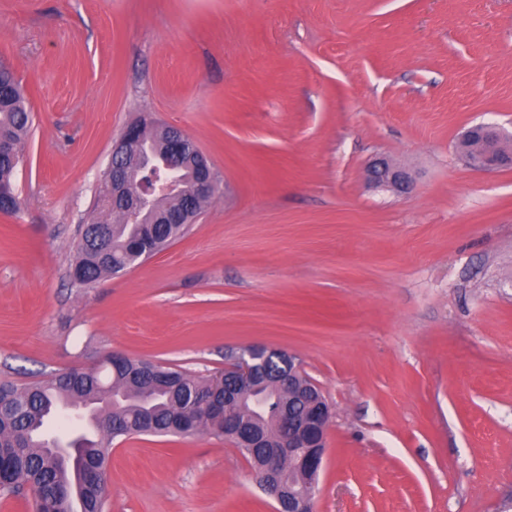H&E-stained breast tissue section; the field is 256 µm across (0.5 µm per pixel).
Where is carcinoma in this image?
<instances>
[{"label":"carcinoma","instance_id":"1","mask_svg":"<svg viewBox=\"0 0 512 512\" xmlns=\"http://www.w3.org/2000/svg\"><path fill=\"white\" fill-rule=\"evenodd\" d=\"M33 120L23 91L12 71L0 65V136L14 146V156L0 157V211L14 212L18 197L13 176L21 161L22 146L29 138ZM143 139L154 156L168 153L173 144L158 125L143 124ZM186 181L182 189L170 193L157 204L174 224H128L110 204H103L109 194L108 184L98 189L96 208L117 219L105 222L107 237L96 240L98 225H85L76 244L73 275L77 283L89 286L122 269L128 258L144 260L184 234L187 225L177 223L184 212L202 209L203 200L187 195L193 173V160L185 159ZM264 400L266 410L252 414L244 401ZM112 399L110 428L95 429L94 437L82 436L81 464L89 470H106L114 441L133 436H184L178 425L185 414L196 420V435L224 437V415L237 420L234 442L256 469L264 464L267 449L278 446L285 427L283 411L302 415L307 403L288 395V389L274 384L256 387L242 397L224 400V392L213 393L209 380L177 369L142 360H125L117 370L105 367L85 371L73 369L52 374L39 381L18 386L0 381V491L18 494L28 487L34 492V512H54L64 505L68 512H104L105 487L86 482L85 472L54 458L45 449L43 427L47 418L67 403H100Z\"/></svg>","mask_w":512,"mask_h":512}]
</instances>
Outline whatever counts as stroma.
Instances as JSON below:
<instances>
[{
    "label": "stroma",
    "mask_w": 512,
    "mask_h": 512,
    "mask_svg": "<svg viewBox=\"0 0 512 512\" xmlns=\"http://www.w3.org/2000/svg\"><path fill=\"white\" fill-rule=\"evenodd\" d=\"M0 61L34 116L0 213V378L106 355L195 376L295 356L332 419L315 512L512 502V0H0ZM183 130L218 190L189 230L87 287L70 270L112 145ZM378 158L408 197L370 188ZM108 512H273L232 443L112 448ZM367 180L376 187L388 188L398 194H409L413 188L410 174L384 159L372 163L367 169Z\"/></svg>",
    "instance_id": "obj_1"
}]
</instances>
